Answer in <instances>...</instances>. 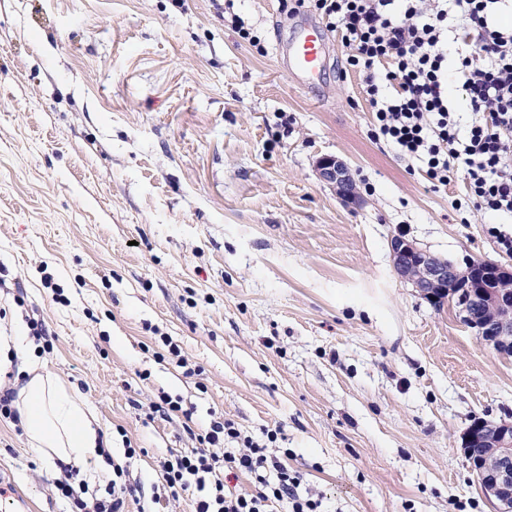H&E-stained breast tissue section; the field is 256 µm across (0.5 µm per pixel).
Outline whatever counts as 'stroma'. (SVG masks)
<instances>
[{
    "label": "stroma",
    "mask_w": 512,
    "mask_h": 512,
    "mask_svg": "<svg viewBox=\"0 0 512 512\" xmlns=\"http://www.w3.org/2000/svg\"><path fill=\"white\" fill-rule=\"evenodd\" d=\"M301 18L282 0H0V334L46 323L33 354L94 412L126 512H194L159 471L219 418L279 429L270 452L325 512H494L462 441L512 419V357L399 279L390 242L512 266V216L455 211L460 183L432 188L371 139L337 32L298 87L281 48ZM324 155L359 203L319 181ZM163 395L192 417L152 413ZM55 479L0 421V512H70Z\"/></svg>",
    "instance_id": "1"
}]
</instances>
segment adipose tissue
<instances>
[{
    "mask_svg": "<svg viewBox=\"0 0 512 512\" xmlns=\"http://www.w3.org/2000/svg\"><path fill=\"white\" fill-rule=\"evenodd\" d=\"M17 356L23 358L25 382L14 406L30 444L50 463L76 467L93 463L91 478L111 479L112 469L101 454L107 442L102 439L94 413L81 395L58 383L29 359L22 337H11Z\"/></svg>",
    "mask_w": 512,
    "mask_h": 512,
    "instance_id": "adipose-tissue-1",
    "label": "adipose tissue"
}]
</instances>
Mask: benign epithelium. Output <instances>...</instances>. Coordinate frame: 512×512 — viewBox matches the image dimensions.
Wrapping results in <instances>:
<instances>
[{
	"label": "benign epithelium",
	"mask_w": 512,
	"mask_h": 512,
	"mask_svg": "<svg viewBox=\"0 0 512 512\" xmlns=\"http://www.w3.org/2000/svg\"><path fill=\"white\" fill-rule=\"evenodd\" d=\"M319 179L338 189L348 200L357 197L345 162L335 156L319 158L315 164ZM395 273L427 299L441 295L455 300L461 320L481 344L503 356H512V315L483 312V309L512 305V272L498 265L469 262L458 269L414 242L391 240ZM477 443L485 449L478 457H467L468 468L477 478L483 495L495 505V512H512V421L476 419L467 428L464 447Z\"/></svg>",
	"instance_id": "obj_1"
}]
</instances>
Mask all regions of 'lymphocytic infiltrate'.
I'll return each mask as SVG.
<instances>
[{"label":"lymphocytic infiltrate","mask_w":512,"mask_h":512,"mask_svg":"<svg viewBox=\"0 0 512 512\" xmlns=\"http://www.w3.org/2000/svg\"><path fill=\"white\" fill-rule=\"evenodd\" d=\"M313 0V8L341 36L347 63L363 78L373 112L371 136L385 140L405 158L421 161L433 186L461 181L452 205L512 215V28L496 19L512 0ZM456 83L474 120L460 131L448 95ZM233 447H226V440ZM199 452L165 461L160 473L171 496L197 488L195 512H321L318 499L301 497L299 476L266 443L242 435L229 420L214 422L199 435ZM55 483L59 498L74 512H123L131 490L124 470L102 499L75 496L65 467ZM245 474L254 490L228 494L224 476Z\"/></svg>","instance_id":"1"}]
</instances>
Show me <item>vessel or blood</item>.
<instances>
[{
  "label": "vessel or blood",
  "mask_w": 512,
  "mask_h": 512,
  "mask_svg": "<svg viewBox=\"0 0 512 512\" xmlns=\"http://www.w3.org/2000/svg\"><path fill=\"white\" fill-rule=\"evenodd\" d=\"M326 43L319 26L304 21L299 24L286 45L285 65L296 84L314 85L324 66Z\"/></svg>",
  "instance_id": "vessel-or-blood-1"
}]
</instances>
